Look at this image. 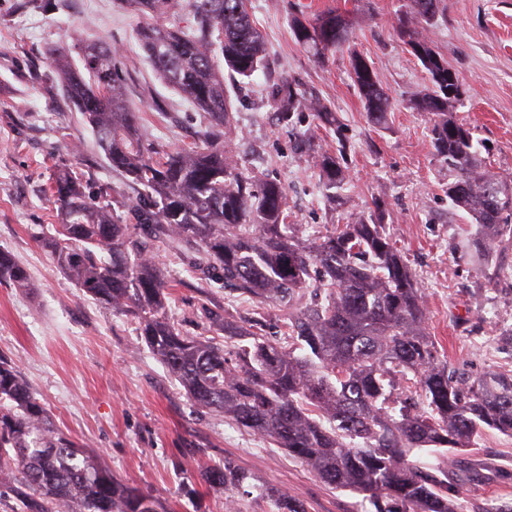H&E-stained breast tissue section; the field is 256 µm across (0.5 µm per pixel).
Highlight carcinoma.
<instances>
[{"mask_svg":"<svg viewBox=\"0 0 512 512\" xmlns=\"http://www.w3.org/2000/svg\"><path fill=\"white\" fill-rule=\"evenodd\" d=\"M145 18L139 40L158 77L202 112L199 144L142 143L137 110L126 104L110 48H56L58 86L95 133L118 183L89 187L69 169L53 171L47 194L58 223L37 239L56 266L106 310L129 315L152 355L201 408L268 438L324 484L363 496L375 512H463L448 454L485 429L512 437V374L456 376L426 330L423 291L392 236L373 216L337 224L303 243L288 223L280 181L246 174L230 160L224 130L233 101L228 80L247 84L263 70L265 46L248 0H126ZM442 0H402L395 28L431 86L408 105L431 116V143L448 168V202L483 231L486 253L512 242V180L490 172L471 129L452 109L462 83L428 32ZM351 23L327 11L295 21L298 44L322 62L348 54L368 120L385 123L393 103L372 64L349 49ZM279 120L297 112L332 124L314 92L267 81ZM325 196L339 199L344 151L315 157ZM158 242L187 260L201 287L249 303L241 324L216 300L191 336L167 313L170 284L154 257ZM29 286L27 270L0 249V282ZM286 312L283 335L264 329L265 310ZM224 332L231 349L205 333ZM426 451L436 462L411 456ZM224 499L267 500L271 512H306L276 488H252L226 461L202 464ZM0 485L22 512H171L147 489L118 478L99 454L51 422L18 367L0 357Z\"/></svg>","mask_w":512,"mask_h":512,"instance_id":"1","label":"carcinoma"}]
</instances>
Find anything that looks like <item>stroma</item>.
Wrapping results in <instances>:
<instances>
[{
	"instance_id": "1",
	"label": "stroma",
	"mask_w": 512,
	"mask_h": 512,
	"mask_svg": "<svg viewBox=\"0 0 512 512\" xmlns=\"http://www.w3.org/2000/svg\"><path fill=\"white\" fill-rule=\"evenodd\" d=\"M0 0V249L26 268L31 285L0 283V353L11 358L53 423L86 442L126 482L154 491L175 512H224L223 494L190 468L193 452L218 464L229 459L257 485L302 500L306 512H360L359 497L321 483L301 463L261 437L195 406L142 346L131 318L85 296L34 239L52 223L46 182L54 166L80 169L87 182L112 173L80 113L63 99L50 66L52 47L79 36L84 44L115 49L127 98L139 111L145 142L188 147L203 118L163 84L136 40L138 15L123 0ZM429 36L470 88L455 109L484 145L490 170L512 179V0H444ZM399 0H248L267 48L268 73L246 85L233 112L245 130L239 167L278 179L289 223L303 242L373 212L382 213L424 291L427 331L463 376L512 373V246L483 259L480 235L444 192L448 172L434 155L426 114L405 107L428 84L419 62L395 31ZM336 10L352 23L350 45L368 58L396 101L384 125L366 117L347 54L316 60L294 39V20ZM299 81L335 112L341 127L316 126L303 112L280 123L266 83ZM330 151L345 147L348 179L337 202H327L305 138ZM175 289L168 315L190 333L201 330L208 299L247 316V302L222 285L200 289L186 261L166 246L155 249ZM464 512L512 502V438L489 429L455 453ZM479 472L480 481L469 479Z\"/></svg>"
}]
</instances>
